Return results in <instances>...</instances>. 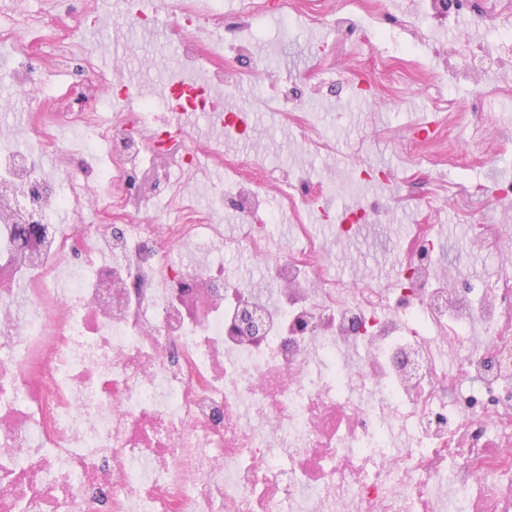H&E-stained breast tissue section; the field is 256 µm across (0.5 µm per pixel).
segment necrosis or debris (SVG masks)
I'll use <instances>...</instances> for the list:
<instances>
[{
  "label": "necrosis or debris",
  "instance_id": "obj_1",
  "mask_svg": "<svg viewBox=\"0 0 512 512\" xmlns=\"http://www.w3.org/2000/svg\"><path fill=\"white\" fill-rule=\"evenodd\" d=\"M162 7L184 68L228 87L263 80L250 59L261 0L230 19L237 37L222 59L203 38L225 19L213 0ZM86 20L57 0L26 41L1 26L0 43L21 44L9 82L45 94L40 60ZM482 24L494 41L465 52L484 60L472 73L478 106L502 96L495 52L512 44L496 8ZM104 84L99 71L70 83L63 111L31 123L25 143L0 131V512H512V282L462 288L437 263L440 195L418 205L390 286L342 280L301 222L323 185L197 144L157 123L156 103L117 108L127 85L104 106ZM268 104L298 138L331 149L294 93ZM67 124L83 128V150L59 135ZM204 153L233 176L217 197L241 215L240 245L266 291L203 258L222 231L175 179L197 173ZM40 156L57 160L53 175ZM276 182L303 245L270 252ZM97 183L109 187L100 223H53L97 203ZM160 199L179 223H138ZM21 224L37 234L20 240ZM475 322L487 330L478 343Z\"/></svg>",
  "mask_w": 512,
  "mask_h": 512
}]
</instances>
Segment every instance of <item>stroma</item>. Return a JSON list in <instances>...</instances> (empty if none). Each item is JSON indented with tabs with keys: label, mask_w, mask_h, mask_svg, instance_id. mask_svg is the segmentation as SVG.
Wrapping results in <instances>:
<instances>
[{
	"label": "stroma",
	"mask_w": 512,
	"mask_h": 512,
	"mask_svg": "<svg viewBox=\"0 0 512 512\" xmlns=\"http://www.w3.org/2000/svg\"><path fill=\"white\" fill-rule=\"evenodd\" d=\"M378 2L380 12L396 18L387 38L378 37L373 15L364 11L361 0H323L325 17L318 24L300 11L282 18L276 6H268L251 48L268 81L296 94L316 131L334 141V151L318 153L296 141L291 125L267 108L261 84L223 91L227 108L245 114L248 124L257 128L255 138L222 132L206 118L199 119L190 134L204 144L222 141L225 155L249 154L274 168H301L322 182L327 192L306 210L304 220L314 234L332 244L331 268L336 276L354 275L363 283L393 280L401 244L415 229L417 202L447 185L452 195L445 198L435 228L438 261L453 267L462 282L512 278V264H502L495 254L472 250L468 243V224L473 219L503 225L512 236V200L494 199L500 183L512 181V98L474 111L473 82L452 72V58L436 54L432 47L437 40L450 45L482 40L486 0H460L449 24L427 18L431 32L426 37L401 21L421 0ZM347 6L359 12L363 27L356 38L346 41L337 35L330 15ZM94 10L97 21L74 37L71 56L45 58L43 70L51 96L33 99L18 88L0 84V98L11 101L10 108L0 111V127H22L38 114L57 109L58 95L72 81L84 78L82 66L88 58L100 69L112 71L135 94L158 101L159 118H167L168 101L161 86L183 71L165 11L156 9L150 28L142 31L128 24L120 0H94ZM373 55L394 58L399 76L369 91L357 89L356 73ZM310 72L318 75L317 83L305 82ZM456 116L463 118L466 130L483 132L480 153H472L458 138L452 123ZM423 118L438 122L444 132L448 163L425 168L417 164L411 127ZM361 204L372 205L374 215L349 240L334 245L338 220ZM218 219L224 238L210 246V259L237 270L246 286L263 287L261 267L237 246L239 215L226 206L219 210Z\"/></svg>",
	"instance_id": "stroma-1"
}]
</instances>
